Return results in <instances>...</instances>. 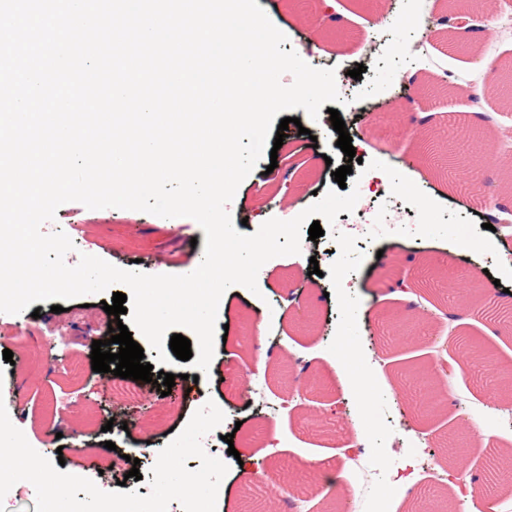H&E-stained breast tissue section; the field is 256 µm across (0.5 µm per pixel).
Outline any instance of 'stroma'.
I'll return each mask as SVG.
<instances>
[{
    "instance_id": "1",
    "label": "stroma",
    "mask_w": 512,
    "mask_h": 512,
    "mask_svg": "<svg viewBox=\"0 0 512 512\" xmlns=\"http://www.w3.org/2000/svg\"><path fill=\"white\" fill-rule=\"evenodd\" d=\"M257 2L286 36L283 50H295L312 67L335 69L346 102L339 113L353 141L366 142L373 152L349 164L329 113L314 119L293 110L300 123L290 126L276 160L262 158L240 183L243 207L230 211L234 226L251 234L269 218H295L334 187L332 171L345 164L359 173L360 194L385 212L401 193L377 191L362 163L375 159L418 175L416 193L439 198L437 209H415L404 223L365 232L356 242L364 261L351 275V294L363 310L351 332L363 354L385 361L379 380L394 386L370 418L416 435L418 478L405 494L403 512H417L426 501L451 512L444 471L459 455L475 492L487 487L498 498L512 497V483L488 480L490 470L506 469L512 460V387L496 373L512 367V338L497 343L501 326L485 316L504 298L488 277L498 261L492 253L451 249L453 239L479 236L492 207L512 210L511 177L492 156L477 182L452 190L447 170L429 158L430 151L447 149L449 131L474 124L492 143L512 126V111L487 96L483 70L512 61V0H498L491 18L457 36L454 50L435 38L452 28L448 0H338L331 20L322 19L320 0ZM357 67L363 70L358 80L349 75ZM445 76L451 85L443 93L437 86ZM245 211L247 223L241 220ZM53 227L70 237L76 253L124 270L181 275L203 258L205 233L188 217L68 202ZM309 253L320 275L302 267ZM338 256L327 233L303 240L301 253L268 260L257 292L229 287L218 305L209 375L203 390L189 396L178 385L164 396L154 383L107 382L93 372L91 342L109 333L103 304L112 292L65 300L61 313L40 303L36 318L27 311L0 313V351L13 353L12 363L0 359V402L9 418L26 424L28 450L38 451L49 477L71 494H87L99 484L93 462L112 460L119 466L114 495L132 490L137 501L152 500L159 492L156 459L177 449L183 468L207 471L222 488L224 499L214 512H378V493L402 472L404 460L368 451L347 466L337 454L355 440L363 420L360 409L345 401L346 378L334 367L337 299L325 272ZM403 277L426 281L409 303L391 296ZM260 321L267 332L262 343L250 335ZM462 336L479 340L494 364L434 377L418 389L416 374L435 360L456 358ZM262 353L266 366L259 370L255 361ZM287 396L292 402L284 411ZM117 401L124 406L121 426L110 422ZM219 410L220 421L214 417ZM482 433L495 435V442L483 446ZM227 434L232 442H224ZM274 435L280 447L271 452ZM232 447L244 461L229 455ZM133 458L140 461L141 478L127 488L122 472ZM321 467L344 469L339 490L322 494L315 477ZM46 502L41 483L16 482L0 493V512H43Z\"/></svg>"
}]
</instances>
